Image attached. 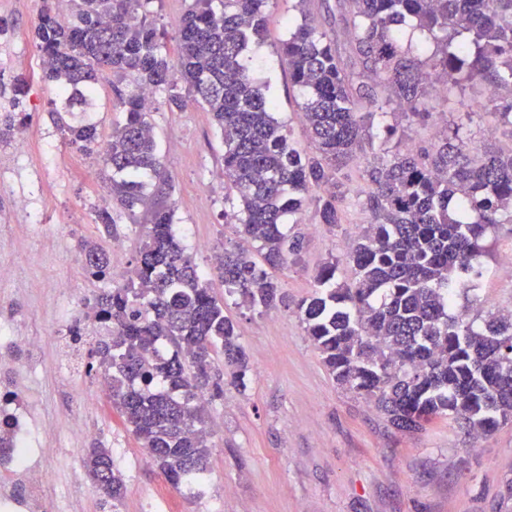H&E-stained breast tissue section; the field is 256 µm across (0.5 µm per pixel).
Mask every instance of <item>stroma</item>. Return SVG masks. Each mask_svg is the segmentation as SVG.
I'll return each instance as SVG.
<instances>
[{
	"label": "stroma",
	"instance_id": "35a3bbf8",
	"mask_svg": "<svg viewBox=\"0 0 512 512\" xmlns=\"http://www.w3.org/2000/svg\"><path fill=\"white\" fill-rule=\"evenodd\" d=\"M190 4L152 0L151 16L167 50H175ZM41 7V0H0V20L7 24L0 58L9 57L10 77L27 80L30 113L27 156H0V178L13 187L0 193V269L8 271L0 278V333L30 336L40 351L34 364L17 367L7 383L29 415L35 447L45 451L33 461L45 482L44 512H140L147 500L159 512H512V422L479 436L445 420L413 433L399 431L383 412L336 384L292 310L260 311L237 298H226L224 312L240 327L250 377L243 388L225 384L223 399L209 409L210 475L201 495L177 492L143 457L98 378L86 374L66 344L68 325L95 289L81 269L79 241H121L122 257L112 264L119 276L134 266L139 227L122 217L106 235L94 222L95 208L110 206L112 197L102 165L68 144L49 116L58 91L39 78L34 30ZM300 21L297 0H269L264 38L254 53L279 120L305 150L302 97L281 53L282 40ZM126 86L109 73L99 85L89 118L102 135L124 118L118 92ZM485 103L475 88L450 101L430 96L424 108L450 123L472 113L474 147H512L511 138L487 135L494 118ZM150 121L173 185L174 230L204 275H211L208 253L198 252V242H207L210 251L238 242L224 218L237 199L224 186L221 138L209 112L191 101L180 110L159 106ZM18 192L29 197V212H16ZM368 222V213L355 205L331 232L305 208L289 227L304 236L302 260L276 274L290 301L311 293L318 267L332 256L340 260L338 282H353L343 256L348 240ZM488 246L476 297L456 305L477 321L512 309V275L506 273L512 268V223L497 225ZM62 278L72 283L70 293L57 288ZM97 445L112 450L124 474L118 502L85 475L83 457Z\"/></svg>",
	"mask_w": 512,
	"mask_h": 512
}]
</instances>
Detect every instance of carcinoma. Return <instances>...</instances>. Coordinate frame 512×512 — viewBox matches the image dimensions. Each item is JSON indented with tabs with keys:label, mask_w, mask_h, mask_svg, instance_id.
<instances>
[{
	"label": "carcinoma",
	"mask_w": 512,
	"mask_h": 512,
	"mask_svg": "<svg viewBox=\"0 0 512 512\" xmlns=\"http://www.w3.org/2000/svg\"><path fill=\"white\" fill-rule=\"evenodd\" d=\"M337 2L350 35L348 57L337 35L311 16L309 0H298L303 22L281 47L304 97L311 155L291 143L253 68L268 0H194L174 57L147 14L149 0H68L65 16L44 0L38 17L40 78L64 95L65 111H87L107 71L133 85L119 94L125 118L106 141L97 124L75 125L53 112L67 141L112 172V206L131 217L148 213L135 265L119 282L97 241L79 244L85 275L104 287L69 336L82 342L86 318L99 325L86 373L109 379L112 408L180 491L208 480L205 404L224 396L214 357H224L231 383L241 388L250 368L238 324L174 233L171 180L144 90L177 108L192 96L220 133L224 182L239 198L230 221L256 246L218 256L226 295L264 310L288 306L273 272L297 263L303 248L302 234L285 231L289 218L309 200L319 223L334 227L344 207L357 203L371 221L346 253L354 283L336 282L332 256L318 268L314 291L296 303L333 379L407 432L449 419L488 434L512 420V312L480 325L449 313L457 296L477 289L489 229L505 215L512 221V148L470 153L462 119L428 149L400 147L408 129L431 118L422 105L434 83L444 81L450 91L512 89V0ZM409 20L433 44L425 58L403 44L400 26ZM24 94V82L16 81L10 108L0 114V140L24 125ZM393 102L403 107L400 122L386 126L396 142L367 165V189H355L345 170L373 149L374 129ZM361 103L363 112L356 110ZM492 114L495 127L512 134V101ZM83 467L107 498L122 497L125 480L110 449H89Z\"/></svg>",
	"instance_id": "carcinoma-1"
}]
</instances>
